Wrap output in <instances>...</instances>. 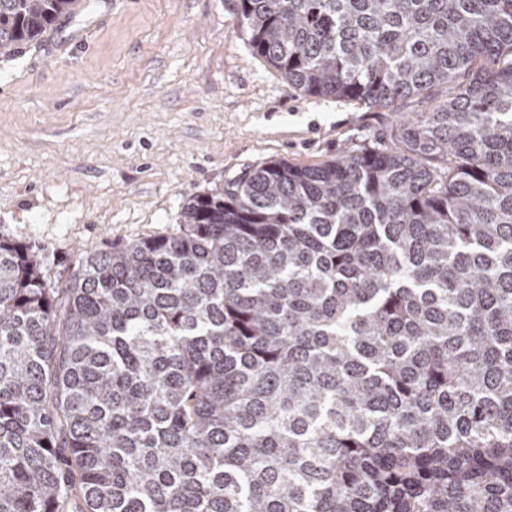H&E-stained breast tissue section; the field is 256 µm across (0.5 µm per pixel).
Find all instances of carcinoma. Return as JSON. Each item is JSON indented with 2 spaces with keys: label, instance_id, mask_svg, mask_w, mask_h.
<instances>
[{
  "label": "carcinoma",
  "instance_id": "1",
  "mask_svg": "<svg viewBox=\"0 0 512 512\" xmlns=\"http://www.w3.org/2000/svg\"><path fill=\"white\" fill-rule=\"evenodd\" d=\"M81 0H0V54ZM386 141L248 167L64 287L0 240V512H512V0H237Z\"/></svg>",
  "mask_w": 512,
  "mask_h": 512
}]
</instances>
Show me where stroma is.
Masks as SVG:
<instances>
[{
	"label": "stroma",
	"instance_id": "35a3bbf8",
	"mask_svg": "<svg viewBox=\"0 0 512 512\" xmlns=\"http://www.w3.org/2000/svg\"><path fill=\"white\" fill-rule=\"evenodd\" d=\"M235 0H89L0 55V239L65 284L90 255L178 232L182 206L248 166L310 165L387 138L390 108L292 90L256 56Z\"/></svg>",
	"mask_w": 512,
	"mask_h": 512
}]
</instances>
